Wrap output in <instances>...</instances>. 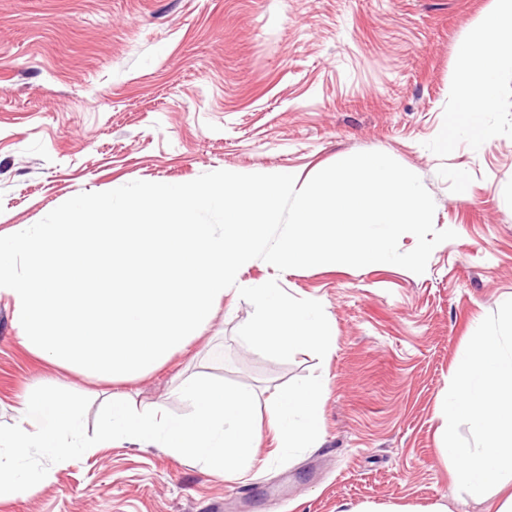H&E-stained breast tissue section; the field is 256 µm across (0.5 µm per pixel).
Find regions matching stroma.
<instances>
[{
    "label": "stroma",
    "mask_w": 512,
    "mask_h": 512,
    "mask_svg": "<svg viewBox=\"0 0 512 512\" xmlns=\"http://www.w3.org/2000/svg\"><path fill=\"white\" fill-rule=\"evenodd\" d=\"M492 0H0V232L71 197L142 180L291 170L309 180L358 152L417 174L436 204L439 244L423 274L391 264L277 271L322 303L331 355L277 361L243 345L252 305L226 295L200 336L130 382H95L34 357L0 300V424L53 382L184 414L196 376L241 384L258 417L278 390L321 382L318 447L273 456L263 439L243 475L218 476L159 448L115 445L50 466L48 481L0 512H483L452 480L437 415L474 326L512 314V74L496 111L463 129L449 87L457 46L481 36Z\"/></svg>",
    "instance_id": "1"
}]
</instances>
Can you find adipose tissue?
I'll return each mask as SVG.
<instances>
[{
  "mask_svg": "<svg viewBox=\"0 0 512 512\" xmlns=\"http://www.w3.org/2000/svg\"><path fill=\"white\" fill-rule=\"evenodd\" d=\"M493 2L482 21L483 39L458 46L467 66L452 83V97L456 112L469 124L495 112L497 79L512 72V0ZM450 378L438 432L449 442L448 457L459 462L454 484L479 495L492 476L512 471V321L497 335L475 328L471 347L451 369ZM322 405L323 389L317 384L270 398L268 432L276 455H294L317 445ZM462 421L470 424L479 445L462 448L454 443Z\"/></svg>",
  "mask_w": 512,
  "mask_h": 512,
  "instance_id": "ef3b65f1",
  "label": "adipose tissue"
}]
</instances>
